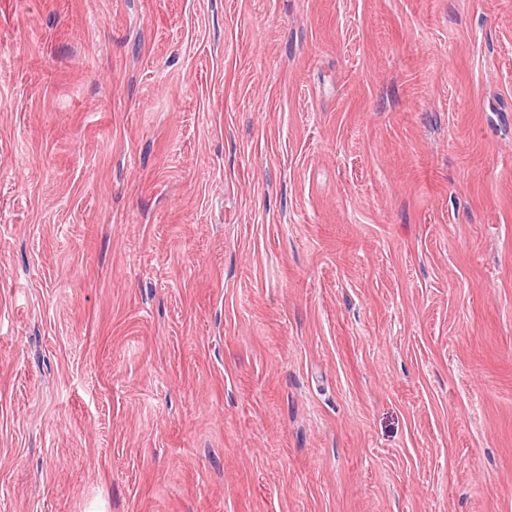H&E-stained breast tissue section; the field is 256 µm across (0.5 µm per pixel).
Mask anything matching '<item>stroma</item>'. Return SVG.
Masks as SVG:
<instances>
[{
    "label": "stroma",
    "mask_w": 512,
    "mask_h": 512,
    "mask_svg": "<svg viewBox=\"0 0 512 512\" xmlns=\"http://www.w3.org/2000/svg\"><path fill=\"white\" fill-rule=\"evenodd\" d=\"M0 512H512V0H0Z\"/></svg>",
    "instance_id": "1"
}]
</instances>
